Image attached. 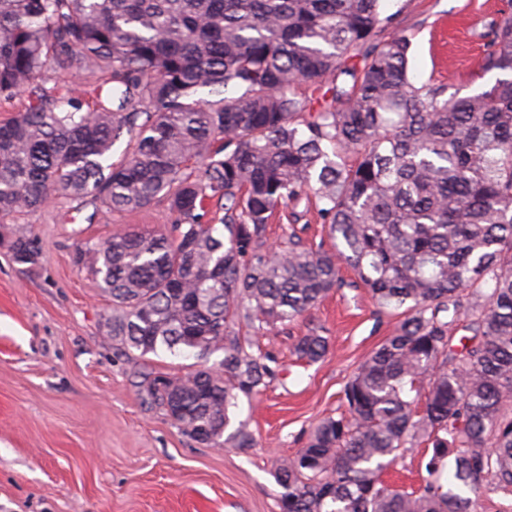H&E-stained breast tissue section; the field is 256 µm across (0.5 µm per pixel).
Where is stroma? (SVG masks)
I'll return each instance as SVG.
<instances>
[{
  "label": "stroma",
  "mask_w": 512,
  "mask_h": 512,
  "mask_svg": "<svg viewBox=\"0 0 512 512\" xmlns=\"http://www.w3.org/2000/svg\"><path fill=\"white\" fill-rule=\"evenodd\" d=\"M486 2L385 0L411 39L413 81L436 79L462 96L494 83L479 62L490 22L512 11V0H496L493 10ZM171 224L161 206L90 218L54 203L21 219L40 249L31 268L14 263L0 239V512H279L275 462L295 457L310 428L338 412L344 384L400 320L342 268L341 288L254 339L275 359L276 373L262 394L239 399L233 421L256 447L198 444L142 400L137 374L181 376L219 363L222 352L117 354L104 327L112 300L75 262L79 247L117 231L167 232ZM293 230L306 246H331L312 211L294 227L284 219L270 224L268 245L286 248ZM312 329L330 344L307 365L292 350Z\"/></svg>",
  "instance_id": "1"
}]
</instances>
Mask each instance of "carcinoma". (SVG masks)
<instances>
[{"label":"carcinoma","instance_id":"cac0c4a2","mask_svg":"<svg viewBox=\"0 0 512 512\" xmlns=\"http://www.w3.org/2000/svg\"><path fill=\"white\" fill-rule=\"evenodd\" d=\"M384 0H0V224L49 201L163 204L174 235L125 231L76 254L112 298L115 349L224 352L140 392L196 442L275 370L258 333L302 317L348 266L403 319L356 368L344 411L276 464L280 512H480L512 496V13L492 20L488 89L408 76ZM55 77L47 86L45 71ZM80 79L79 87L70 78ZM126 140L118 159L114 147ZM315 199L333 246L268 253L282 205ZM15 263L39 249L10 241ZM327 337L294 345L316 362ZM425 445L420 486L383 472Z\"/></svg>","mask_w":512,"mask_h":512}]
</instances>
